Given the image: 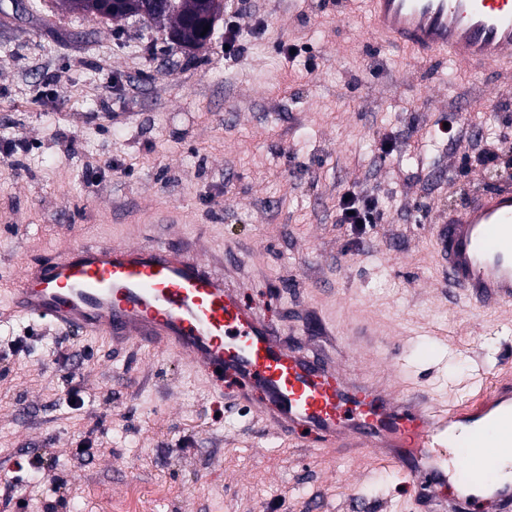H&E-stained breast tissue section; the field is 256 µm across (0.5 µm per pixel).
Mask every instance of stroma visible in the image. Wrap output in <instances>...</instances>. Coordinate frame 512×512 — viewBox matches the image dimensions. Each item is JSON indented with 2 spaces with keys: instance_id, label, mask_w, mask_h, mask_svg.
<instances>
[{
  "instance_id": "obj_1",
  "label": "stroma",
  "mask_w": 512,
  "mask_h": 512,
  "mask_svg": "<svg viewBox=\"0 0 512 512\" xmlns=\"http://www.w3.org/2000/svg\"><path fill=\"white\" fill-rule=\"evenodd\" d=\"M37 2L0 0V273L50 245L175 224L212 252L240 240L242 293L268 319L313 308L338 329L375 324L385 339L356 356L363 369L394 366L441 403L512 376V306L479 313L449 296L432 236L474 195L512 186V73L419 63L370 40L362 0L341 16L332 0H257L265 29L240 17L248 51L236 62L220 23L190 53L142 17ZM282 43L311 46L314 69ZM469 96L482 109L459 115ZM490 132L495 167L470 157ZM16 142L26 151L4 156ZM352 186L382 213L362 233L336 221ZM92 428L102 445L76 461ZM316 445L242 424L186 361L0 319V470L47 461L14 492L26 508L0 512H96L137 491L155 512H354L359 497L372 512H415L393 468Z\"/></svg>"
}]
</instances>
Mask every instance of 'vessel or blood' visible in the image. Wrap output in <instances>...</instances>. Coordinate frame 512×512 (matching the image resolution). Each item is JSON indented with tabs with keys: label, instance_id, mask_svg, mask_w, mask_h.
Returning <instances> with one entry per match:
<instances>
[{
	"label": "vessel or blood",
	"instance_id": "vessel-or-blood-1",
	"mask_svg": "<svg viewBox=\"0 0 512 512\" xmlns=\"http://www.w3.org/2000/svg\"><path fill=\"white\" fill-rule=\"evenodd\" d=\"M376 35L418 61L474 73L512 65V0H366ZM448 285L477 311L512 304V187L481 193L433 227ZM197 243L75 242L0 278V316L50 323L189 361L211 390L242 382L230 409L251 403L267 432L318 438L324 451L369 452L415 488L424 512H512V482L487 483L512 449V381L461 404L425 387L392 392L346 368L325 332L291 337L212 269Z\"/></svg>",
	"mask_w": 512,
	"mask_h": 512
}]
</instances>
